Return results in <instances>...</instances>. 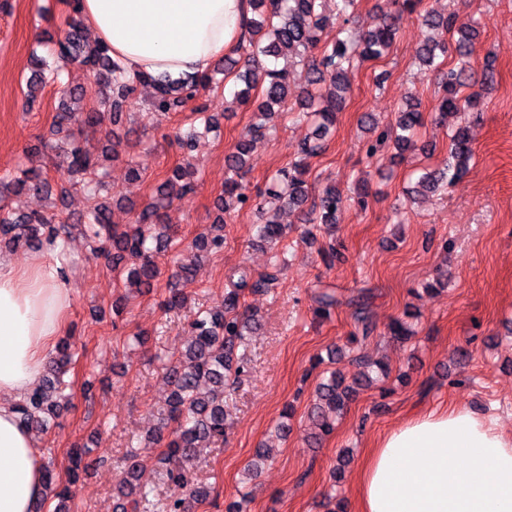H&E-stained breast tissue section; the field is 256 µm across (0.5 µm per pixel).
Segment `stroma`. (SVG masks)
Instances as JSON below:
<instances>
[{
    "label": "stroma",
    "instance_id": "obj_1",
    "mask_svg": "<svg viewBox=\"0 0 512 512\" xmlns=\"http://www.w3.org/2000/svg\"><path fill=\"white\" fill-rule=\"evenodd\" d=\"M0 10V176H18L30 167L46 172L53 187L69 190L65 209L82 212L86 192L70 186L60 158L42 148L64 83L84 84L75 67L59 82L47 84L39 108L23 105L32 56L51 58L67 29V0H9ZM453 12L462 27L478 26V54L496 60L494 83L481 94L479 117L471 121L474 157L458 184L411 206L408 191L423 167L440 165L448 154L449 126L435 106L442 94L439 75L420 68L417 55L424 31L419 12ZM351 93L322 150L308 160L313 190L333 185L348 201L334 229L310 228L296 210L279 216L288 235L278 247L261 242L259 222L248 207L227 218L224 250L196 265L192 282L181 284L183 307L167 311L162 303L176 269L177 256L157 260L159 275L152 292L138 293L116 277L104 258L93 257L80 231H73L62 252L71 279L68 335L76 339L75 356L65 377L66 410L39 437L44 460L59 484H66L74 449L91 451L92 464L73 488L70 512H111L112 492L122 476L127 452L141 461L138 484L154 497L169 495L161 473L163 443H148L167 414L169 359L177 357L191 336L189 321L199 307L221 309L227 274L236 268L259 274L275 254H284L285 270L272 293L246 296L244 307L260 324L250 338L252 371L227 406L222 443L201 449L188 472L190 486H207L209 498L193 512H225L232 500H246L248 512H333L343 504L354 512L358 478L373 443L414 414L458 406L489 414L512 434V0H419L406 15L388 54L355 66ZM217 123L200 137L191 154L174 139L188 128L191 108L166 115L150 113L145 99L129 103L130 124L104 123L89 134L87 147L100 155L117 145L108 162L107 195L118 229L136 220L175 163L190 157L201 176L196 193L163 211L183 242L216 223V197L224 190L225 157L252 122L250 111L224 109V91L207 92ZM421 104L419 139L430 154L397 156L389 148L366 156L364 114L387 123L409 98ZM312 120L298 116L289 103L266 136L253 145L244 179L249 191L266 190L275 172L296 160L298 144L310 138ZM365 183V205L355 201ZM336 291L341 304L329 318L316 319L315 297L323 288ZM366 293L377 324L366 352L381 358L389 376L382 386L359 389L337 418L334 432L313 441L308 418L323 370L346 379L359 373L349 352L355 349L350 298ZM411 326L404 343L390 339L394 321ZM472 352L456 361L457 348ZM293 406L286 439L274 428L286 406ZM271 459L253 481L244 468L256 451ZM349 450L346 464L338 455Z\"/></svg>",
    "mask_w": 512,
    "mask_h": 512
}]
</instances>
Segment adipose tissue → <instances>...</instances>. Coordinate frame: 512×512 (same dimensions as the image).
Wrapping results in <instances>:
<instances>
[{"label":"adipose tissue","instance_id":"obj_1","mask_svg":"<svg viewBox=\"0 0 512 512\" xmlns=\"http://www.w3.org/2000/svg\"><path fill=\"white\" fill-rule=\"evenodd\" d=\"M98 43L129 73L209 72L240 40L247 0H80ZM56 251L25 265L0 255V512H32L45 492L37 438L16 407L67 327ZM357 512H512V437L463 407L433 410L382 435L360 475Z\"/></svg>","mask_w":512,"mask_h":512}]
</instances>
